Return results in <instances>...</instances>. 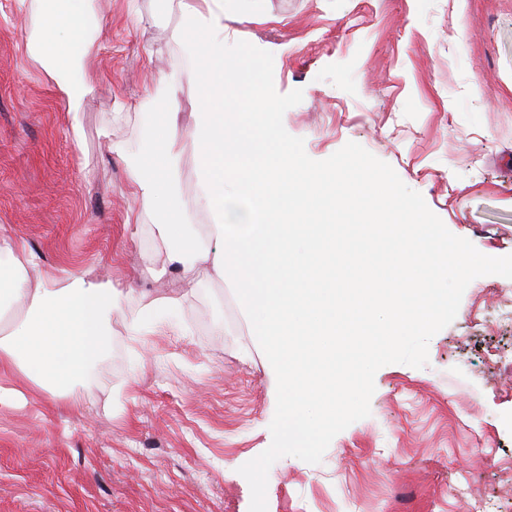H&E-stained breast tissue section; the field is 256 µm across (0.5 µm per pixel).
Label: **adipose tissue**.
<instances>
[{
	"label": "adipose tissue",
	"mask_w": 512,
	"mask_h": 512,
	"mask_svg": "<svg viewBox=\"0 0 512 512\" xmlns=\"http://www.w3.org/2000/svg\"><path fill=\"white\" fill-rule=\"evenodd\" d=\"M34 28L28 52L55 83L70 111L93 91L89 63L101 48L102 21L93 0H17ZM18 245L0 231V371L20 372L53 399L79 404L112 322L123 319L132 342L175 327L182 304L168 299L145 315L127 318L124 295L111 279L58 275L40 258L18 259ZM39 270L29 285L27 269Z\"/></svg>",
	"instance_id": "ef3b65f1"
}]
</instances>
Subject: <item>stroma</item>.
<instances>
[{
    "instance_id": "35a3bbf8",
    "label": "stroma",
    "mask_w": 512,
    "mask_h": 512,
    "mask_svg": "<svg viewBox=\"0 0 512 512\" xmlns=\"http://www.w3.org/2000/svg\"><path fill=\"white\" fill-rule=\"evenodd\" d=\"M103 16L94 92L69 112L27 52L32 19L0 0V226L45 268L110 277L127 315L183 301V330L133 355L122 323L81 406H51L17 378L0 402V512H249L239 468L271 444L276 376L209 266L164 270L153 215L111 143L143 138L164 77L182 137V199L199 187L198 92L182 27L204 0H96ZM224 41L273 55L274 86L299 89L283 116L309 157L353 141L388 163L447 229L483 254H512V0H264L224 15ZM79 122L81 140L71 136ZM110 138H103V131ZM512 279L466 288L417 369L375 374L369 417L322 460L268 472L267 512H512Z\"/></svg>"
}]
</instances>
